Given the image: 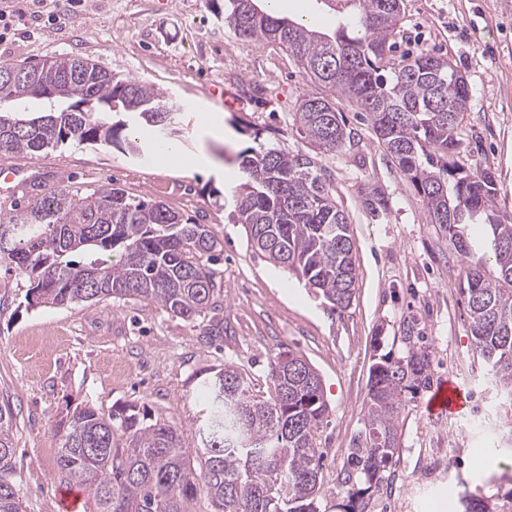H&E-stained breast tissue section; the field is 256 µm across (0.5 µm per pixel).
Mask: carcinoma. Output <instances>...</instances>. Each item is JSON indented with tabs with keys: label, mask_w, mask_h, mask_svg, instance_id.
<instances>
[{
	"label": "carcinoma",
	"mask_w": 512,
	"mask_h": 512,
	"mask_svg": "<svg viewBox=\"0 0 512 512\" xmlns=\"http://www.w3.org/2000/svg\"><path fill=\"white\" fill-rule=\"evenodd\" d=\"M325 2L341 3L349 14L331 36L265 11L249 14L244 0H224V22L243 40L285 48L310 81L369 115L384 150L421 196L429 223L448 231L467 263L460 292L475 351L504 402L512 405V222L498 214L494 176L478 168L469 173L460 162L463 145L456 129L468 110L467 79L441 56L392 60L403 0ZM75 63L81 66L77 82L64 78ZM22 68L34 73L33 81L0 79V99L13 103L0 111V119L40 124L4 132L1 160L68 141L139 154L137 134L145 126L158 144L181 141L180 113L147 83L117 80L78 56ZM44 92L63 110L24 115L21 103ZM295 121L321 154L346 141L334 98L303 95ZM254 142L257 146L237 154L240 176L230 220L244 227L248 244L272 263L297 272L334 307L347 308L357 280L354 244L320 161L267 145L257 131ZM366 204L375 219L389 209L375 188ZM463 224L490 227L497 275L484 273L486 259L474 257ZM3 238L10 246L0 256L36 281L27 293L33 307L137 300L187 321L222 310L224 278L212 264L224 245L214 232L161 201L145 202L119 187L96 188L85 196L51 190L1 223ZM111 250L120 253L119 263L100 257ZM403 338L406 356L384 357L370 370L364 429L346 477L364 487L348 489L345 512H366L367 493L379 486L399 452L403 392L431 385L416 322L403 324ZM267 379V392L258 396L247 373L233 363L199 373L208 414L192 450L174 426L147 422L146 411L134 404L116 406L108 415L77 408L53 427L62 479L93 491V512H192L202 488L211 512H319L323 451L315 434L329 414L320 376L303 356L288 351L275 356ZM13 457L10 419L0 409V512H25Z\"/></svg>",
	"instance_id": "1"
}]
</instances>
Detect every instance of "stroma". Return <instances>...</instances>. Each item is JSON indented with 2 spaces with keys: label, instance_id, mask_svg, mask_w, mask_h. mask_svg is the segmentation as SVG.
<instances>
[{
  "label": "stroma",
  "instance_id": "1",
  "mask_svg": "<svg viewBox=\"0 0 512 512\" xmlns=\"http://www.w3.org/2000/svg\"><path fill=\"white\" fill-rule=\"evenodd\" d=\"M281 13L333 33L341 14L323 0H285ZM430 52L452 60L470 100L457 129L463 162L496 179L497 204L512 219V0H404L394 59ZM59 55L95 60L116 78L166 92L184 118L186 165L156 153L68 142L12 157L19 174L0 181V222L23 195L66 188L88 193L117 186L164 202L209 225L222 240L224 309L216 318L184 320L139 301L28 307L32 277L0 262V408L12 413L17 486L26 512H65L57 465L56 421L90 406L111 413L135 404L174 425L186 447L197 445L202 420L195 376L234 363L267 389L269 362L302 355L319 373L329 415L316 433L324 452L320 512H343L347 458L363 429L371 366L407 352L399 326L415 319L426 337L433 386L464 387L462 408L427 411L431 389L407 394L399 417L396 499L374 492L367 512H464V496L512 512V468L494 455L512 443V407L487 380L459 291L461 256L438 225L428 223L414 187L378 143L364 112L337 100L348 137L321 164L354 243L358 282L351 304L332 309L295 272L247 244L223 202L235 185L236 155L261 140L291 151L310 145L294 113L302 95L322 93L290 52L249 43L224 22L222 0H0V63ZM221 131L220 138L207 134ZM208 162H199L200 153ZM388 198L373 219L366 195ZM450 455V479L429 481L420 460Z\"/></svg>",
  "mask_w": 512,
  "mask_h": 512
}]
</instances>
